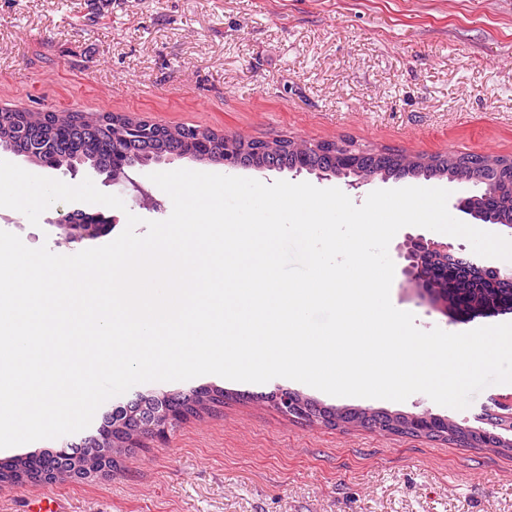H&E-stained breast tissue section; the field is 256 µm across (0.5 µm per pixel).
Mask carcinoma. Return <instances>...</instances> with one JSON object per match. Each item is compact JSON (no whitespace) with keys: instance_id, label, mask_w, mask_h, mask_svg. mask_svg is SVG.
<instances>
[{"instance_id":"obj_1","label":"carcinoma","mask_w":512,"mask_h":512,"mask_svg":"<svg viewBox=\"0 0 512 512\" xmlns=\"http://www.w3.org/2000/svg\"><path fill=\"white\" fill-rule=\"evenodd\" d=\"M205 129L197 126L164 127L146 140L133 137L112 144V117L103 116L94 123L81 120L76 112L39 111L27 108L0 109V148L23 156L34 162L45 155L60 159L59 169L65 171L72 166H89L97 171L112 168V147L121 150L131 165H146L166 158L175 150H186V144ZM266 142L253 140L243 146L237 156V165L243 168L258 167L266 163L273 170L294 172L300 166L308 174L319 172L336 175L338 170L351 174L363 172L375 179L451 178L460 176L462 181L480 179L482 192L478 199L466 198V203L495 213L500 219L512 221V160L496 159L490 164L481 154H425L424 162H407L401 153L389 149L380 151H358L336 149V143L314 144L304 156L289 149L288 140H280V146L264 158ZM228 398L222 388L202 387L192 394L208 408L224 403ZM127 414L112 412L103 417L104 431L119 432ZM406 417L401 413L381 412L370 417L356 408L345 409L341 426L364 427L371 425L381 432L394 435H414L405 426ZM423 437L441 439L450 443H463L472 447L496 448L500 445L494 435L477 431L450 430L439 419L431 421ZM70 462L64 451L40 450L25 456H17L0 462V486L19 485L26 481V474L41 471L53 475V481L60 482L66 477L59 472L67 469Z\"/></svg>"}]
</instances>
